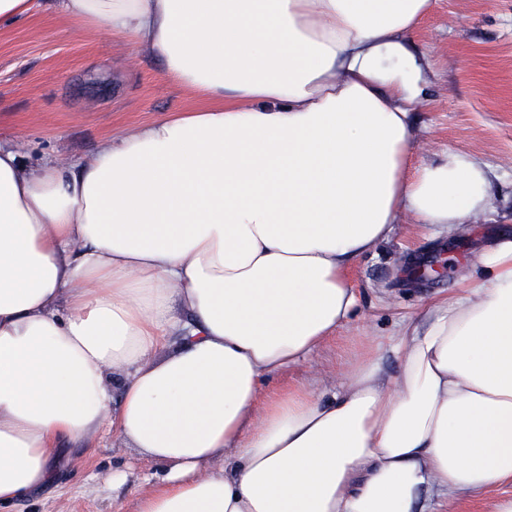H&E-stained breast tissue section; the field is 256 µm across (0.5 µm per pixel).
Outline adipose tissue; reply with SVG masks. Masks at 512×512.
<instances>
[{
  "instance_id": "obj_1",
  "label": "adipose tissue",
  "mask_w": 512,
  "mask_h": 512,
  "mask_svg": "<svg viewBox=\"0 0 512 512\" xmlns=\"http://www.w3.org/2000/svg\"><path fill=\"white\" fill-rule=\"evenodd\" d=\"M433 2L0 0V30L106 25L204 101L77 161L0 140V504L103 432L166 468L137 512H419L512 483V236L390 338L393 380L372 354L261 396L401 217L434 235L490 206L482 162L411 161Z\"/></svg>"
}]
</instances>
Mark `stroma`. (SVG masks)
<instances>
[{"label":"stroma","instance_id":"stroma-1","mask_svg":"<svg viewBox=\"0 0 512 512\" xmlns=\"http://www.w3.org/2000/svg\"><path fill=\"white\" fill-rule=\"evenodd\" d=\"M410 42L432 67L411 113L416 161L448 151L482 161L492 176V204L463 241L424 235L406 219L358 258L346 275L358 299L352 315L307 361L270 378L268 395L337 383L339 370L458 292L475 255L512 233V0H436ZM197 104L167 77L159 57L134 56L106 26L42 13L0 31V135L24 142L26 163L91 156L126 127ZM449 249L452 264L434 280L413 282L400 269L405 256ZM54 470L47 487L0 512H137L140 496L163 473L109 433L92 448H66Z\"/></svg>","mask_w":512,"mask_h":512}]
</instances>
